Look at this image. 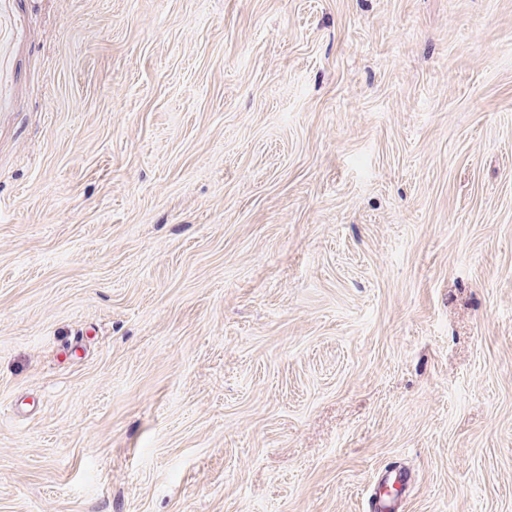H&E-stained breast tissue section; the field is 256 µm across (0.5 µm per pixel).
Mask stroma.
Returning <instances> with one entry per match:
<instances>
[{"label": "stroma", "mask_w": 512, "mask_h": 512, "mask_svg": "<svg viewBox=\"0 0 512 512\" xmlns=\"http://www.w3.org/2000/svg\"><path fill=\"white\" fill-rule=\"evenodd\" d=\"M512 512V0H0V512ZM407 483V475L403 470L399 468L388 469L379 485V488L382 486L386 490L370 497V512H394V510H397V498Z\"/></svg>", "instance_id": "stroma-1"}]
</instances>
